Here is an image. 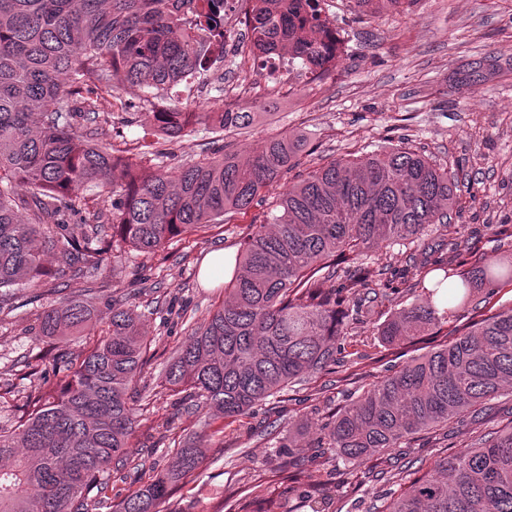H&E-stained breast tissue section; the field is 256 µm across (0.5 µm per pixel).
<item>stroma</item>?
<instances>
[{"label":"stroma","instance_id":"1","mask_svg":"<svg viewBox=\"0 0 512 512\" xmlns=\"http://www.w3.org/2000/svg\"><path fill=\"white\" fill-rule=\"evenodd\" d=\"M324 8L336 26L340 57L335 71L318 78L296 68L260 69L243 14L229 12L224 60L195 88V110L220 112L229 106L258 113L251 128L227 134L233 149L281 135L303 136L304 148L248 213H227L223 221L152 253L127 251L114 269L50 282L40 300L17 292L12 310L0 314V429L14 425L38 383L28 367L47 348L32 334L42 305L86 291L103 305L116 296L130 297L149 312L145 328L153 355L140 382L147 404L131 451L145 467L166 468L172 461L170 439L188 432L186 415L173 406L162 374L188 325L203 321L224 299L223 285L201 279L204 257L219 249L240 253L254 224L266 221L288 186L333 159L401 143L428 155L455 174L460 186L447 223L430 225L426 241L461 238L489 259L512 253V0H405L365 14L355 0H325ZM367 260L384 273L372 288L361 289V306L349 314L345 364L335 374H316L290 387L274 415L259 408L233 423L215 420L224 430L223 447L209 449L200 470L173 491L163 512H226L225 502L238 499L245 500L247 512H264L271 500L281 512H310L303 494L322 484L336 490L329 512H379L390 485L367 473L392 468L400 451L353 464L315 448L316 427L404 357L422 354L442 339L403 351L382 345L377 329L415 300L418 271L402 245L378 244ZM355 358L359 369L348 368ZM303 421L310 424L304 447L288 449L289 428ZM511 422L510 393L448 431L414 436L410 458L460 451L478 435ZM284 456L298 472L297 482L277 472Z\"/></svg>","mask_w":512,"mask_h":512}]
</instances>
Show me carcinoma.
<instances>
[{
    "label": "carcinoma",
    "instance_id": "cac0c4a2",
    "mask_svg": "<svg viewBox=\"0 0 512 512\" xmlns=\"http://www.w3.org/2000/svg\"><path fill=\"white\" fill-rule=\"evenodd\" d=\"M259 58L300 60L318 78L336 67V27L324 0H241ZM230 0H0V313L15 291L33 296L49 281L98 272L126 245L154 252L229 211L247 212L303 146L262 141L243 157L217 140L210 156L170 171L113 151L112 112L134 104L118 87L162 92L203 77L224 58ZM154 129L180 140L199 125L248 128L254 112L150 113ZM448 169L406 147L334 159L282 194L278 212L244 242L224 301L191 332L167 365L177 403L224 419L246 416L308 376L336 369L344 332L336 313L380 276L363 262L379 242L413 244L417 302L385 320L383 342L400 349L426 336L452 341L405 361L331 415L315 447L360 461L444 429L512 388V257L489 262L455 239H422L444 224L454 196ZM102 207L90 213L84 194ZM349 263L336 284V262ZM107 332L87 352L52 358L53 373L9 430L0 429V512H99L101 473L134 463L133 390L150 340L137 307L113 299L103 312L91 293L38 315L37 335L60 339L93 322ZM205 431L176 449L161 471L112 512H160L201 465ZM383 512H512V425L414 472Z\"/></svg>",
    "mask_w": 512,
    "mask_h": 512
}]
</instances>
